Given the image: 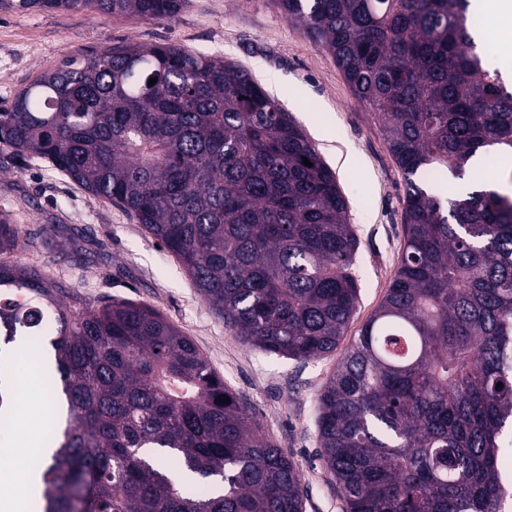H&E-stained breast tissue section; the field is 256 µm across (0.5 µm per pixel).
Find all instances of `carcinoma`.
<instances>
[{"mask_svg":"<svg viewBox=\"0 0 512 512\" xmlns=\"http://www.w3.org/2000/svg\"><path fill=\"white\" fill-rule=\"evenodd\" d=\"M186 5L0 0V11L171 19ZM278 5L380 117L406 182L395 274L317 397L318 458L346 512H503L512 190L445 201L416 178L459 176L489 147L512 157V92L469 32L470 0ZM0 144L16 165L47 159L127 211L248 346L302 362L336 350L358 301L344 197L240 65L171 44L67 59L0 111ZM22 240L0 213V337L39 336L53 351L60 424L43 512H304L298 464L191 338L148 305L94 306L48 265H19Z\"/></svg>","mask_w":512,"mask_h":512,"instance_id":"obj_1","label":"carcinoma"}]
</instances>
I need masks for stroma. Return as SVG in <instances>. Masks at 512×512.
<instances>
[{"label": "stroma", "mask_w": 512, "mask_h": 512, "mask_svg": "<svg viewBox=\"0 0 512 512\" xmlns=\"http://www.w3.org/2000/svg\"><path fill=\"white\" fill-rule=\"evenodd\" d=\"M130 44H173L247 69L305 131L336 175L358 238L356 311L334 352L300 363L243 344L194 288L178 261L117 206L40 158L24 166L0 148V212L22 230H54L55 261L25 245L14 258L50 272L89 301L126 299L159 311L189 336L265 435L302 471L305 512H345L317 456L316 399L383 300L401 256L404 180L381 120L351 93L329 53L276 0H189L170 20L86 9L0 11V108L64 58Z\"/></svg>", "instance_id": "stroma-1"}]
</instances>
